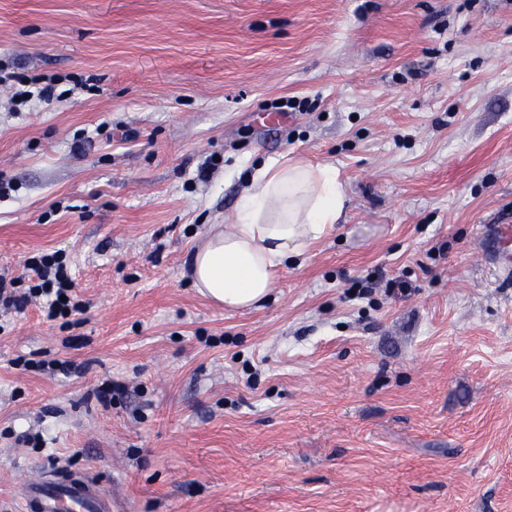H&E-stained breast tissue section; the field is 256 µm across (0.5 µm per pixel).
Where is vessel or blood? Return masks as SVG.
I'll list each match as a JSON object with an SVG mask.
<instances>
[{"instance_id":"obj_1","label":"vessel or blood","mask_w":512,"mask_h":512,"mask_svg":"<svg viewBox=\"0 0 512 512\" xmlns=\"http://www.w3.org/2000/svg\"><path fill=\"white\" fill-rule=\"evenodd\" d=\"M482 247L502 275L512 274V224H490ZM20 512H114L116 503L87 477L61 479L38 474L26 478L19 492Z\"/></svg>"}]
</instances>
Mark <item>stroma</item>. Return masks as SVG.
<instances>
[{
  "label": "stroma",
  "mask_w": 512,
  "mask_h": 512,
  "mask_svg": "<svg viewBox=\"0 0 512 512\" xmlns=\"http://www.w3.org/2000/svg\"><path fill=\"white\" fill-rule=\"evenodd\" d=\"M0 68L75 86L0 108V274L60 252L84 304L0 316V512L40 471L124 512H512V0H0ZM284 156L343 216L216 306L189 255ZM512 238V224H487L482 248L497 265L499 272L508 277L512 270L511 249L507 244Z\"/></svg>",
  "instance_id": "35a3bbf8"
}]
</instances>
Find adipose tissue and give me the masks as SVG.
<instances>
[{"label":"adipose tissue","instance_id":"obj_1","mask_svg":"<svg viewBox=\"0 0 512 512\" xmlns=\"http://www.w3.org/2000/svg\"><path fill=\"white\" fill-rule=\"evenodd\" d=\"M346 197L328 164L272 160L257 167L228 224L212 225L193 253L192 283L204 297L228 309L266 300L279 271L340 219Z\"/></svg>","mask_w":512,"mask_h":512}]
</instances>
